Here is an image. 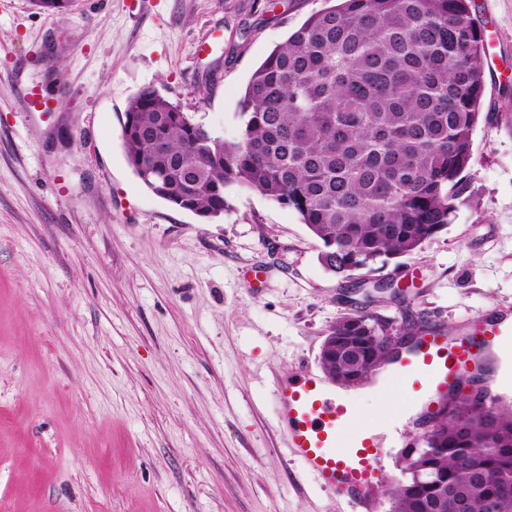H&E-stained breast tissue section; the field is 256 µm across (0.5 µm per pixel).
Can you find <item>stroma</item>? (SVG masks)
Segmentation results:
<instances>
[{"instance_id":"1","label":"stroma","mask_w":512,"mask_h":512,"mask_svg":"<svg viewBox=\"0 0 512 512\" xmlns=\"http://www.w3.org/2000/svg\"><path fill=\"white\" fill-rule=\"evenodd\" d=\"M327 0H0V512H356L288 449L278 383L347 307L298 214L237 185L205 219L155 196L121 124L151 86L230 140L255 68ZM483 113L451 224L372 305L458 324L512 311V0H473ZM212 39L209 53L197 47ZM46 84L55 110L23 111ZM405 381L350 389L395 417Z\"/></svg>"}]
</instances>
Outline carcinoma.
<instances>
[{"mask_svg": "<svg viewBox=\"0 0 512 512\" xmlns=\"http://www.w3.org/2000/svg\"><path fill=\"white\" fill-rule=\"evenodd\" d=\"M483 27L470 0H338L308 17L253 71L239 135L173 117L152 87L129 100L128 163L157 197L206 218L231 184L293 209L352 288L450 224L485 91ZM363 370L386 359L363 341ZM460 393L402 456L392 512H512V411Z\"/></svg>", "mask_w": 512, "mask_h": 512, "instance_id": "1", "label": "carcinoma"}]
</instances>
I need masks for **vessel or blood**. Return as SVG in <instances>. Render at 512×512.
Returning <instances> with one entry per match:
<instances>
[{
	"label": "vessel or blood",
	"mask_w": 512,
	"mask_h": 512,
	"mask_svg": "<svg viewBox=\"0 0 512 512\" xmlns=\"http://www.w3.org/2000/svg\"><path fill=\"white\" fill-rule=\"evenodd\" d=\"M28 112H47L51 97L40 84L22 89ZM390 372L418 382L411 391L432 394L449 391L467 376H496L501 390L498 405L512 404V316L485 315L464 322L455 337L429 333L415 351L382 365ZM278 416L294 454L326 486L336 490L364 512H374L373 489L390 449L403 446L408 426L402 417L385 421L362 419L340 387L309 368H301L288 383L278 386Z\"/></svg>",
	"instance_id": "1"
}]
</instances>
